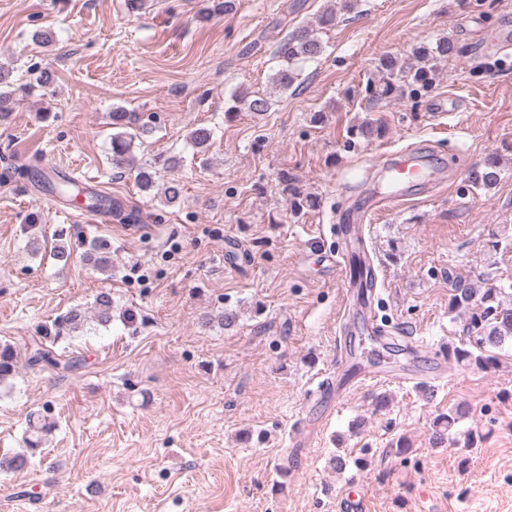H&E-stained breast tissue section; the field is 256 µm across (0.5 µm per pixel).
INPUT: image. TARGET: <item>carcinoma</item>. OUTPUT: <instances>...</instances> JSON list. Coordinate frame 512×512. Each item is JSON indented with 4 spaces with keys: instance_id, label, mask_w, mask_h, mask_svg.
<instances>
[{
    "instance_id": "obj_1",
    "label": "carcinoma",
    "mask_w": 512,
    "mask_h": 512,
    "mask_svg": "<svg viewBox=\"0 0 512 512\" xmlns=\"http://www.w3.org/2000/svg\"><path fill=\"white\" fill-rule=\"evenodd\" d=\"M234 0H206L200 10L199 16L209 19L233 8ZM336 21V10L327 9L317 20V26L300 25L280 40L274 51V57L279 61V68L274 74V83L283 90L291 88L300 79V65L313 60L323 52V45L317 36V29H324ZM456 52V46L446 39H441L431 45L422 46L416 50L417 57L422 65L414 68L398 61V58L385 56L380 59L377 68V78L371 80L366 91L369 97L376 100L387 98L417 100L425 95L432 87L433 75L437 61ZM11 71L0 66V114L11 112L18 104V93H30L32 85L25 84L18 88L13 87L10 80ZM235 102L245 106L249 111L259 114L271 108L268 98L255 95L250 91H242L235 95ZM135 124L132 115L121 108L112 111V125L118 132L112 135V163L118 167L136 171L135 180L140 191L148 193L156 187L157 171L152 166L137 163L133 153L134 139L137 134L130 133L127 128ZM496 161L488 159L480 167L469 172V180L475 187L488 186L498 179ZM283 191L291 196L290 205L294 213L298 214L309 207L310 199L303 195L293 185V178L286 173L279 176ZM88 207L106 209L122 224H138L141 221L140 211L118 199L92 194L88 198ZM83 258L93 263L98 270L107 269L110 264V255L107 246L101 242H92L83 253ZM506 289L493 284L483 288H473L459 283L454 287L448 307L452 312L467 317L466 342L450 343L447 353L453 361L467 369L490 370L499 364V352L504 346L512 343V299L504 301ZM94 319L100 325H107L112 318V295L100 293L95 298ZM87 321L85 312L72 309L59 317L55 324L56 333L66 330L76 331ZM45 362L52 367L72 369L76 361L63 359L55 354L45 342L33 340L29 363L32 365ZM18 368L17 352L9 344H0V381L15 374ZM467 414L463 406L451 408L446 413L438 414L431 427L429 442L441 446L449 438L456 439V443L465 448L475 447L477 440L471 433L460 434L458 423ZM54 427V422L41 415H31L28 418L27 429L30 433L28 439L29 449L33 452L39 449L44 435Z\"/></svg>"
}]
</instances>
